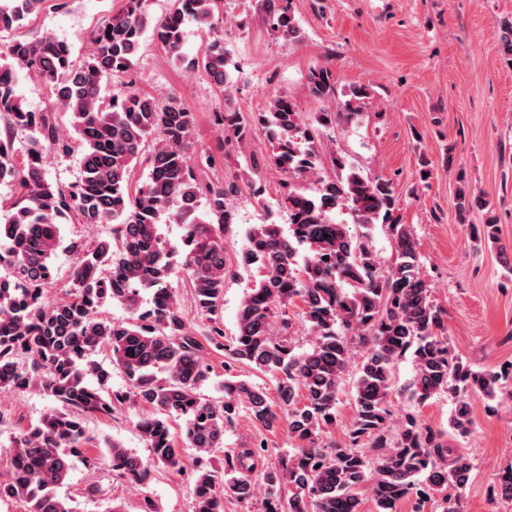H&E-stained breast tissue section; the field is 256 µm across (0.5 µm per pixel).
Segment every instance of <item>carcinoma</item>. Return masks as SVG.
<instances>
[{"label": "carcinoma", "instance_id": "cac0c4a2", "mask_svg": "<svg viewBox=\"0 0 512 512\" xmlns=\"http://www.w3.org/2000/svg\"><path fill=\"white\" fill-rule=\"evenodd\" d=\"M44 0H0V32L16 30L41 11ZM146 0L126 7L91 34L93 49L74 56L70 43L52 34L19 37L0 66V182L17 187L19 199L0 224V264L11 268L0 278V391H36L56 404L19 436L8 477L0 481V498L24 504L25 512H75L62 487L77 459L89 460L93 438L85 418L112 416L131 400L149 410L137 428L151 461L183 468L168 418L182 421L181 439L195 449L193 512H224L230 497L252 507L256 481L264 488L258 512H360L357 490L374 480L377 512H397L404 498L433 500L441 512H458L470 465L446 435L407 416L391 432L388 403L394 364L411 353L414 374L408 385L416 406L446 391L454 398L449 426L464 437L471 425V397L495 396L500 376L477 370L453 355L445 312L434 303L432 288L419 273L418 245L410 228L397 223V196L389 180L372 176L331 158L336 173L320 175L323 161L315 142L319 127L359 116L367 89H350L342 108L320 112L315 123L302 121L291 100L272 97L258 122L272 151L269 164L288 177H316L315 186L288 187V228L253 224L246 232L242 266H258L262 275L236 314V332L224 340V228L237 223L229 197L236 185L207 183L192 165L193 113L175 96L157 97L128 90L104 101L102 82L128 71L143 34L153 36L178 62L202 71L220 92L235 81L224 42L208 39L197 57L182 53L183 29L194 22L214 29L221 0H176L174 11L152 20ZM273 28L287 39L300 30L289 6L267 0ZM501 51L512 61V19L499 23ZM26 71L47 86L55 104L69 111L73 137L63 134L52 112H33L15 92L16 72ZM310 90L325 101L336 97V77L325 67L311 71ZM222 130L246 145L252 128L237 112L221 116ZM30 132L26 165L15 161L12 131ZM81 150L77 182L64 185L45 175L47 153ZM147 179L134 181L137 166ZM204 211L198 212V203ZM347 208L367 230L385 224L395 242L390 267H379L370 234L350 232L335 219ZM485 208L464 188H457L455 209L461 222ZM182 225L183 269L190 281L204 330L190 328L170 285L172 249L160 232L162 218ZM110 224V235L88 245L70 242L75 255L72 291L62 300L47 299L54 280L53 257L60 245L59 224ZM480 243L497 239V224L468 225ZM151 296L141 309L142 294ZM303 305L314 342L296 352L289 337L288 305ZM106 302L122 306L130 317L112 320L99 314ZM279 328L273 329L274 322ZM363 350L355 384V420L349 443L323 448L318 435L336 425V401L354 348ZM224 352V401L200 392L210 374L208 351ZM106 352L110 366L123 372L131 392L102 395L110 376L92 357ZM245 364L272 376L292 437L303 443L283 455L279 465L256 474L258 448H241L213 464L224 432L239 415L265 428L279 417L266 392L231 374ZM97 384L89 382V377ZM112 472L143 484L150 465L118 443L108 448ZM288 488V495L282 494ZM490 492L512 500V464L495 477Z\"/></svg>", "mask_w": 512, "mask_h": 512}]
</instances>
